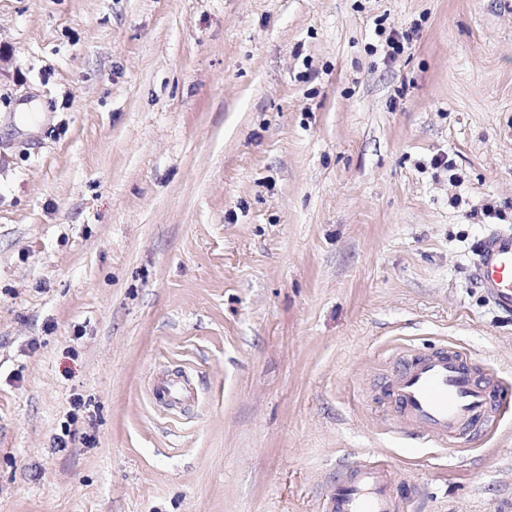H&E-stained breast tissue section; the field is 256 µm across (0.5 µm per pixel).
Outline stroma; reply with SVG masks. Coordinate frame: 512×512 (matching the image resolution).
I'll return each mask as SVG.
<instances>
[{"label": "stroma", "mask_w": 512, "mask_h": 512, "mask_svg": "<svg viewBox=\"0 0 512 512\" xmlns=\"http://www.w3.org/2000/svg\"><path fill=\"white\" fill-rule=\"evenodd\" d=\"M0 47V512H320L358 459L512 512V406L448 449L383 394L441 346L512 388V0H0ZM475 278L505 312L512 311V230L494 229L477 243ZM155 391L168 398L173 404H182L191 397L186 385L178 378H169L158 382Z\"/></svg>", "instance_id": "1"}]
</instances>
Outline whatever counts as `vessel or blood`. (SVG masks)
Wrapping results in <instances>:
<instances>
[{
    "mask_svg": "<svg viewBox=\"0 0 512 512\" xmlns=\"http://www.w3.org/2000/svg\"><path fill=\"white\" fill-rule=\"evenodd\" d=\"M475 278L503 311H512V230L494 229L477 244ZM156 393L172 403L189 400L181 379L157 383ZM395 417L402 430L443 447L493 421L500 404L493 375L477 373L460 352L402 355L388 380ZM409 494L397 491L388 468L359 460L324 495L322 512H407Z\"/></svg>",
    "mask_w": 512,
    "mask_h": 512,
    "instance_id": "vessel-or-blood-1",
    "label": "vessel or blood"
}]
</instances>
